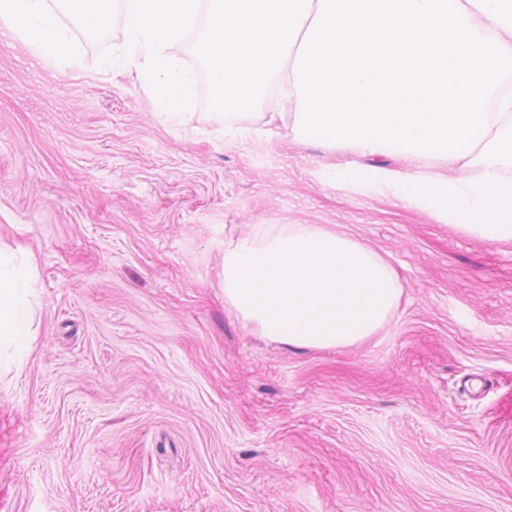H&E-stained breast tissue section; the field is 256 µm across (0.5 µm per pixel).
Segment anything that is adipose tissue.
Returning <instances> with one entry per match:
<instances>
[{"label": "adipose tissue", "instance_id": "adipose-tissue-1", "mask_svg": "<svg viewBox=\"0 0 512 512\" xmlns=\"http://www.w3.org/2000/svg\"><path fill=\"white\" fill-rule=\"evenodd\" d=\"M34 283L35 265L31 259L19 261L0 251V343L23 353L30 349Z\"/></svg>", "mask_w": 512, "mask_h": 512}]
</instances>
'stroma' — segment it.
I'll use <instances>...</instances> for the list:
<instances>
[{
  "instance_id": "35a3bbf8",
  "label": "stroma",
  "mask_w": 512,
  "mask_h": 512,
  "mask_svg": "<svg viewBox=\"0 0 512 512\" xmlns=\"http://www.w3.org/2000/svg\"><path fill=\"white\" fill-rule=\"evenodd\" d=\"M0 35V249L37 263L0 371V512H512V243L323 182L349 153L265 100L183 128L102 65ZM289 224L379 252L403 293L344 347L290 348L224 301V241Z\"/></svg>"
}]
</instances>
